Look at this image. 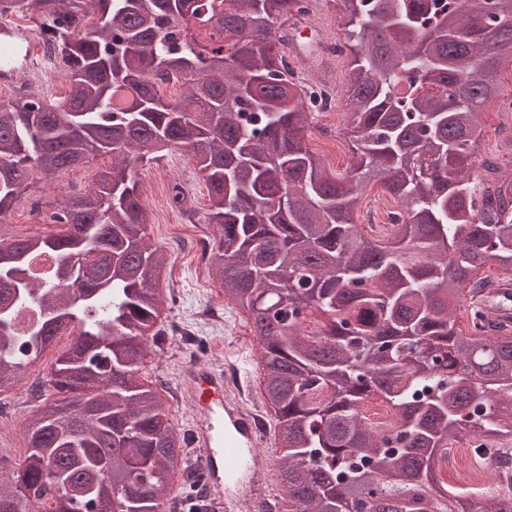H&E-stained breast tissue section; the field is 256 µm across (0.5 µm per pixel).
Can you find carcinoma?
Returning <instances> with one entry per match:
<instances>
[{
  "instance_id": "1",
  "label": "carcinoma",
  "mask_w": 512,
  "mask_h": 512,
  "mask_svg": "<svg viewBox=\"0 0 512 512\" xmlns=\"http://www.w3.org/2000/svg\"><path fill=\"white\" fill-rule=\"evenodd\" d=\"M506 2L342 0L354 160L332 174L307 143L314 95L274 36L303 0H0V17L37 12L69 84L56 102L0 106V215L35 172L111 158L49 214L56 232L0 225V393L61 326L76 331L0 480V512L187 510L198 480L182 473L179 499L166 478L183 434L140 382L147 332L164 336L168 257L148 241L136 174L172 149L203 172L208 269L259 341L292 512H512V489L473 511L439 478L451 443L512 441V328L480 301L482 266L512 271V179L488 159L470 175L512 54ZM181 79L184 96L164 98ZM373 184L400 209L377 240L355 222ZM40 256L53 267L39 280ZM465 303L469 333L454 315ZM373 395L393 431L361 415Z\"/></svg>"
}]
</instances>
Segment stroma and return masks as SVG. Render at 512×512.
Masks as SVG:
<instances>
[{"label": "stroma", "mask_w": 512, "mask_h": 512, "mask_svg": "<svg viewBox=\"0 0 512 512\" xmlns=\"http://www.w3.org/2000/svg\"><path fill=\"white\" fill-rule=\"evenodd\" d=\"M345 116L314 113L307 138L312 151L326 158L331 171L340 173L349 166L353 152L343 134ZM512 127V114L499 113L497 106H489L485 114L483 141L480 155L498 158L504 173L512 174V143L508 142L502 126ZM93 173L86 166L56 173L47 177L34 174L26 196L20 197L12 209L0 216V223L8 225L17 238L53 233L49 224L32 222L27 210L29 199H41L46 209L71 194L73 190L88 186ZM181 183L188 190L187 208L195 223H203L208 196L205 182L195 169L186 151L165 152L159 160L142 163L138 168L144 206L149 215L148 233L154 247L167 254L176 263L178 324L190 332L189 337L166 336L163 344L149 343L148 355L142 370L145 384L156 387L162 396H169L176 388V378L182 366L191 363L220 365L224 362V339L232 336L243 342L252 341L253 329L244 312L225 303L224 292L217 280L201 281L198 260L189 242L192 234L185 223L176 222V212L169 193H157L151 188L156 178ZM69 337L55 340L21 375L18 383L6 394L7 400L22 404L21 412L0 421V457L6 464L17 463L25 450V427L33 413L27 405L31 397L32 380L44 379L46 369L69 346Z\"/></svg>", "instance_id": "obj_1"}]
</instances>
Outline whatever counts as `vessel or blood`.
<instances>
[{
  "label": "vessel or blood",
  "mask_w": 512,
  "mask_h": 512,
  "mask_svg": "<svg viewBox=\"0 0 512 512\" xmlns=\"http://www.w3.org/2000/svg\"><path fill=\"white\" fill-rule=\"evenodd\" d=\"M287 55L312 67L323 64V28L314 23H297L276 29ZM47 66L35 49L33 29L10 20H0V89L42 77ZM490 312L499 321L512 320V283L491 282ZM255 346L234 343L224 348V370L195 364L182 376L184 401L194 416L188 427L198 457L206 461L204 475L210 495L223 500L224 512H240L245 494L265 497L278 485L273 469L263 456L270 447V433L258 431L253 414L232 397L224 383L232 373L237 385L250 383Z\"/></svg>",
  "instance_id": "1"
}]
</instances>
